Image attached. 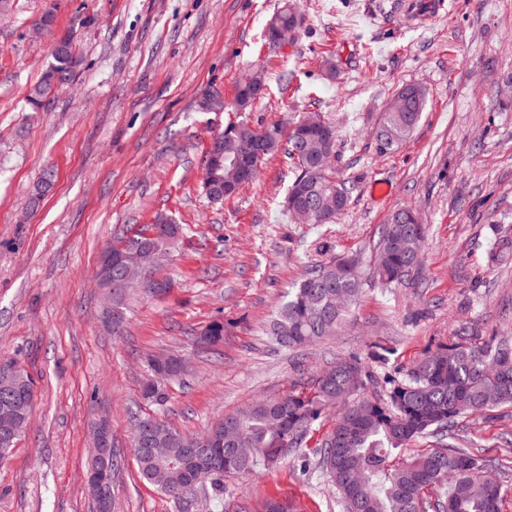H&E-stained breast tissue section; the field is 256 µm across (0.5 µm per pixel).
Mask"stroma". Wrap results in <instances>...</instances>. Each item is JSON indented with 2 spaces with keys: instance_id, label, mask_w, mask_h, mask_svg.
Instances as JSON below:
<instances>
[{
  "instance_id": "stroma-1",
  "label": "stroma",
  "mask_w": 512,
  "mask_h": 512,
  "mask_svg": "<svg viewBox=\"0 0 512 512\" xmlns=\"http://www.w3.org/2000/svg\"><path fill=\"white\" fill-rule=\"evenodd\" d=\"M284 1L12 0L0 16V355L35 388L31 422L0 464V512H95L87 468L101 417L123 460L112 512H239L269 497L342 512L333 486L293 456L225 477L222 509L178 508L140 477L128 411L200 434L256 399L312 394L317 375L349 357L364 366V396L383 400L438 346L512 333V0H443L425 21L405 0H289L303 25L273 47L264 31ZM49 10L56 32L75 29L83 65L35 111L27 98L52 47L36 26ZM254 66L266 89L236 112ZM407 84L426 88L425 110L409 139L381 152L376 128ZM207 92L221 111L203 109ZM306 115L336 125V177L356 180L337 223L288 219L293 170L280 152L224 202L205 198L211 136L232 121L289 127ZM48 170L52 187L32 205ZM377 182L390 185L387 200L373 199ZM402 206L427 241L418 277L388 287L372 275L375 245ZM160 214L183 228L161 269L174 286L134 299L113 335L99 258ZM352 255L363 286L335 335L275 346L263 328L306 268ZM218 319L223 344L196 348ZM158 353L187 363L163 406L142 396ZM455 443L493 459L512 512V407L462 418Z\"/></svg>"
}]
</instances>
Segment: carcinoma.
Segmentation results:
<instances>
[{
  "mask_svg": "<svg viewBox=\"0 0 512 512\" xmlns=\"http://www.w3.org/2000/svg\"><path fill=\"white\" fill-rule=\"evenodd\" d=\"M75 30L55 37L52 60L42 71L27 101L42 108L68 85L81 65ZM264 90L261 70L248 73L238 89ZM398 95L406 106H390L383 113L377 139L379 150H393L406 141L421 119L427 91L407 85ZM336 128L317 117L290 129L280 124L253 126L230 122L207 145L203 161V188L212 202L233 196L258 175L264 161L282 150L296 165L284 210L293 216L302 205L311 210L312 224H332L348 206L356 180L338 182L332 176L336 158ZM155 231L157 235L149 236ZM182 227L165 218L136 230L110 247L117 254L125 245L138 244L161 267L179 240ZM425 225L416 221L383 225L376 250V278L387 286L402 285L415 270L414 262L425 243ZM363 283L355 258L317 264L288 292L270 320L267 334L284 350L317 342L336 333ZM131 286L112 289V325L120 326ZM157 381L143 390L146 399L162 405L167 395L162 382L181 370L172 358L160 366L151 362ZM364 386L363 367L357 358L341 360L322 371L311 396L290 392L238 408L206 432H234L239 446L193 454L163 433L154 437L145 453L134 451L140 476L177 503L202 494L220 505L224 476L250 477L284 459L304 445L307 432L322 416L336 413L331 429L313 451L301 456L303 466L315 467L336 489L344 512H501L502 486L485 476L491 461L468 448L448 444L458 419L512 406V336H499L481 345H442L422 358L407 377L392 383L383 402L358 397ZM232 424L227 430L225 423ZM418 437L435 439L432 449L397 465L394 453Z\"/></svg>",
  "mask_w": 512,
  "mask_h": 512,
  "instance_id": "cac0c4a2",
  "label": "carcinoma"
}]
</instances>
